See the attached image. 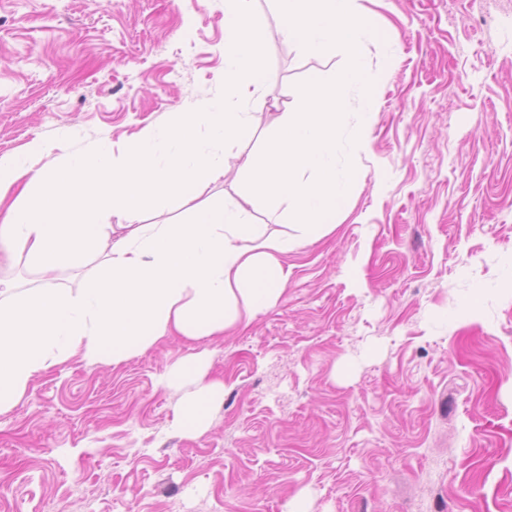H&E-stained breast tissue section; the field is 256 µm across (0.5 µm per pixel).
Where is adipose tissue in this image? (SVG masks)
Listing matches in <instances>:
<instances>
[{
	"instance_id": "1",
	"label": "adipose tissue",
	"mask_w": 512,
	"mask_h": 512,
	"mask_svg": "<svg viewBox=\"0 0 512 512\" xmlns=\"http://www.w3.org/2000/svg\"><path fill=\"white\" fill-rule=\"evenodd\" d=\"M250 2L224 0V89L238 103L174 113L164 129L145 126L120 147L99 146L55 170L35 173L20 156L0 155V202L19 191L0 216V261L23 250L40 274L87 270L74 290L0 282V412L72 357L115 365L165 337L199 342L249 323L280 301L288 253L334 228L357 171L336 162L346 102L316 77L297 91L296 109L277 114L264 157L240 165L254 196L276 207L279 229L252 223L239 203L198 201L256 131L244 98L269 72ZM272 2L280 35L307 54L347 51L343 80L358 87L360 123L370 128L377 108L364 45L374 31L358 19L357 0ZM169 200L191 203L187 221L141 223L148 204ZM114 215L128 231L107 224ZM208 361L207 351L189 353L167 372L168 386L193 385L177 405L176 423L189 433L208 428L210 406L224 397Z\"/></svg>"
}]
</instances>
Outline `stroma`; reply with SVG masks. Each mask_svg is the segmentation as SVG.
<instances>
[{
    "mask_svg": "<svg viewBox=\"0 0 512 512\" xmlns=\"http://www.w3.org/2000/svg\"><path fill=\"white\" fill-rule=\"evenodd\" d=\"M250 10L273 100L313 57ZM374 127L336 227L289 252L279 303L208 341L210 428H174L171 336L36 376L0 413V512H512V0H359ZM224 102V0H0V154L34 168Z\"/></svg>",
    "mask_w": 512,
    "mask_h": 512,
    "instance_id": "obj_1",
    "label": "stroma"
}]
</instances>
